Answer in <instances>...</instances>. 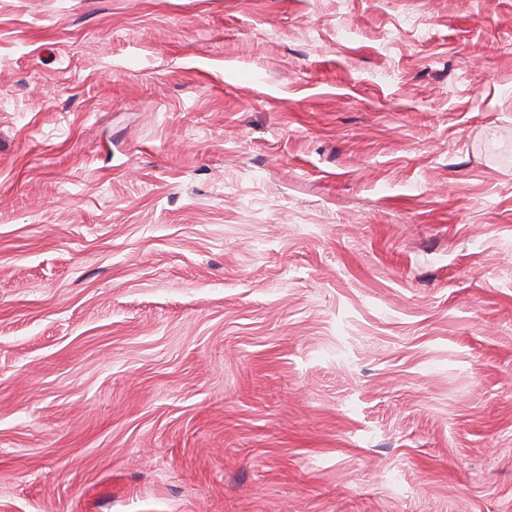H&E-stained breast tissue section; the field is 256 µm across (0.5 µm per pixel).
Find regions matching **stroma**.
I'll list each match as a JSON object with an SVG mask.
<instances>
[{
	"label": "stroma",
	"instance_id": "obj_1",
	"mask_svg": "<svg viewBox=\"0 0 512 512\" xmlns=\"http://www.w3.org/2000/svg\"><path fill=\"white\" fill-rule=\"evenodd\" d=\"M0 512H512V0H0Z\"/></svg>",
	"mask_w": 512,
	"mask_h": 512
}]
</instances>
